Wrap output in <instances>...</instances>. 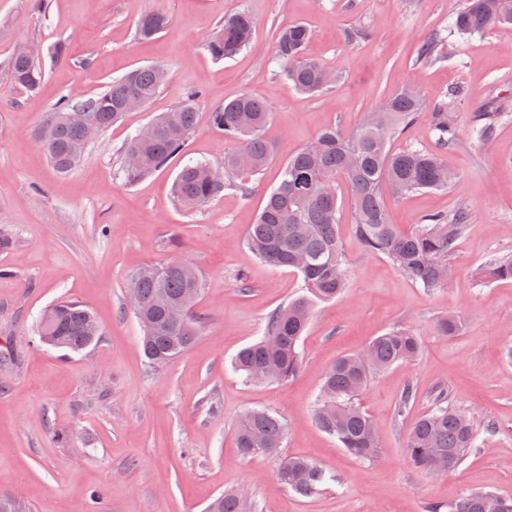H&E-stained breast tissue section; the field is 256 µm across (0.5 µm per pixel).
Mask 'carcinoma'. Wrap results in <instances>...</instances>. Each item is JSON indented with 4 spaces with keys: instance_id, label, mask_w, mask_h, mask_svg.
I'll use <instances>...</instances> for the list:
<instances>
[{
    "instance_id": "obj_1",
    "label": "carcinoma",
    "mask_w": 512,
    "mask_h": 512,
    "mask_svg": "<svg viewBox=\"0 0 512 512\" xmlns=\"http://www.w3.org/2000/svg\"><path fill=\"white\" fill-rule=\"evenodd\" d=\"M168 18L148 12L136 24V35L148 40L162 32ZM512 25V0H466L457 12L453 27L463 34ZM254 20L250 13L237 11L224 21L207 42L216 60L235 57L250 42ZM311 29L297 22L279 30L276 60L294 90L317 96L335 82L334 72L325 64L305 57ZM10 69L16 84L36 90L44 71L33 58L15 55ZM166 71L158 65L141 67L110 82L104 91L75 100L64 96L47 113L39 139L54 167L61 173L73 170L88 143L84 125L92 122L106 131L125 115V101L135 96L149 104L159 92ZM190 95L188 101L159 113L152 124L153 137L133 136L123 154L135 152L139 165L122 167L127 182H135L162 166L177 154L197 124L198 112ZM424 99L409 88H401L375 112L374 123L361 125L350 133L328 129L310 145L284 163L279 184L268 194L264 207L250 225L248 247L275 267H288L302 275L309 295L290 301L266 320L259 341L242 348L235 368L253 381L288 382L300 370L299 341L317 301L335 298L345 288L348 268L339 238L337 182L343 181L351 195L352 227L367 251L386 255L396 269L426 288L447 283L442 271L450 270L448 257L465 233L468 217L430 214L409 231L390 222L383 198L388 187L397 195L448 187V161L441 155L417 149L392 152L391 138L401 127L416 120ZM271 109L262 99L243 93L212 112L211 123L228 139L238 140V152L224 157V180L214 182L212 164L196 162L183 168L174 184V196L186 207L203 204L224 190L237 187L236 180L261 171L274 157L275 144L268 135ZM434 130L446 144L455 136L447 104L432 111ZM493 279H512V258L494 261L485 271ZM142 327V349L149 364L160 368L186 353L199 335L200 318L193 311L202 281L190 264L163 262L134 275ZM38 333L56 338L58 349L72 352L91 345L100 328L86 307L61 301L42 316ZM421 352V341L412 331L392 329L371 340L361 351L343 355L325 373L315 421L336 438L348 454L370 460L378 452V424L354 403L367 385L371 373L407 360ZM432 410L419 417L407 438L411 462L426 471L445 462L450 471L477 447L479 431L466 414L448 406V393L437 387ZM286 426L276 413L262 409L246 413L238 426L237 448L244 455L275 454L282 447ZM330 478L315 463L302 457L280 461L277 482L287 491L304 497L322 493ZM240 490L224 493L212 501L207 512H245ZM448 512H512V498L491 491L472 492L452 505Z\"/></svg>"
}]
</instances>
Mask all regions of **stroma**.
Wrapping results in <instances>:
<instances>
[{"mask_svg": "<svg viewBox=\"0 0 512 512\" xmlns=\"http://www.w3.org/2000/svg\"><path fill=\"white\" fill-rule=\"evenodd\" d=\"M463 0H0V494L23 512H206L221 493L250 487L257 512H429L475 491L512 498V280L484 277L493 257L512 254V26L457 33ZM254 18L252 41L216 60L206 43L225 13ZM167 15L150 40L135 36L146 12ZM313 31L306 53L339 72L316 97L292 90L274 60L278 29ZM437 40L439 58L420 59ZM33 48L44 70L37 92L17 86L9 61ZM161 65L167 80L143 109L100 134L72 171L59 173L38 140L46 113L67 94L90 96L112 79ZM426 102L444 100L456 127L441 146L430 112L393 139V149L445 151L448 189L387 197L392 223L411 230L428 214L465 211L469 224L447 285L426 288L383 255L367 252L351 228L350 200L338 188L348 277L335 300L316 304L300 341L299 374L286 383L250 382L236 353L261 335L268 316L303 295L301 275L276 268L246 246L250 224L278 184L283 163L329 128L350 131L404 85ZM462 89L464 97L450 99ZM196 94L198 123L179 154L147 177L126 182L119 151L158 113ZM249 93L272 111L271 163L246 191L224 189L184 208L173 182L191 161L223 162L239 144L214 130L210 114ZM500 118L478 139L476 115ZM172 258L196 267L201 334L183 356L152 368L126 285L139 268ZM94 312L102 334L66 353L40 342L37 325L57 301ZM461 320L451 336L437 320ZM422 343L420 357L374 374L355 403L380 428L379 453L359 461L322 432L314 415L326 370L393 328ZM467 413L479 446L443 476L415 467L406 448L430 391ZM419 396L398 415L407 387ZM275 412L286 425L278 454H242L241 416ZM495 434H485L487 421ZM306 457L334 477L317 497L283 490L281 458Z\"/></svg>", "mask_w": 512, "mask_h": 512, "instance_id": "35a3bbf8", "label": "stroma"}]
</instances>
